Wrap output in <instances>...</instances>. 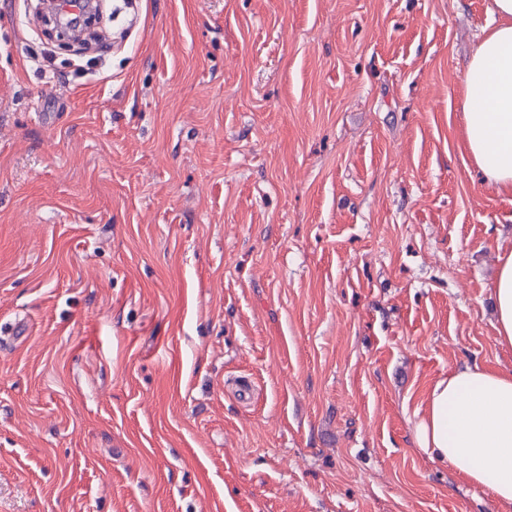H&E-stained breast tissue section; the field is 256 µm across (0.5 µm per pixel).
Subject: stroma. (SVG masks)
<instances>
[{
    "instance_id": "35a3bbf8",
    "label": "stroma",
    "mask_w": 512,
    "mask_h": 512,
    "mask_svg": "<svg viewBox=\"0 0 512 512\" xmlns=\"http://www.w3.org/2000/svg\"><path fill=\"white\" fill-rule=\"evenodd\" d=\"M0 0V512H501L415 448L512 368V199L463 145L488 0ZM495 339L503 348L512 349V252L497 256V271L492 288Z\"/></svg>"
}]
</instances>
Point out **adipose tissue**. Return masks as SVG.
<instances>
[{
	"label": "adipose tissue",
	"mask_w": 512,
	"mask_h": 512,
	"mask_svg": "<svg viewBox=\"0 0 512 512\" xmlns=\"http://www.w3.org/2000/svg\"><path fill=\"white\" fill-rule=\"evenodd\" d=\"M491 20L467 68L465 150L484 183L512 196V0H491ZM495 339L512 349V252L499 254L492 288ZM414 443L512 512V369L456 366L425 390Z\"/></svg>",
	"instance_id": "adipose-tissue-1"
}]
</instances>
